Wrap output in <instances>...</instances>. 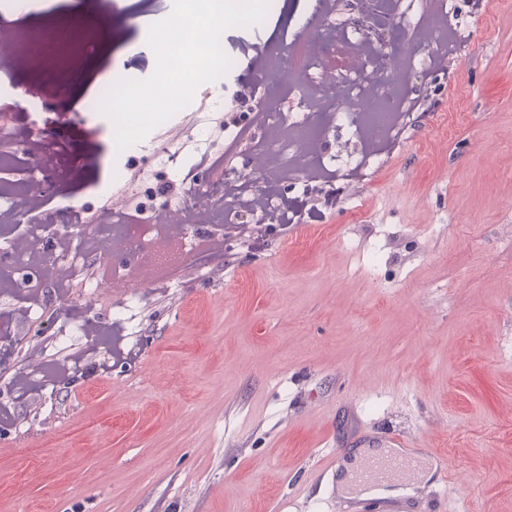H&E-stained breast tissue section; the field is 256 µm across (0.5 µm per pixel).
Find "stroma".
Returning <instances> with one entry per match:
<instances>
[{"label":"stroma","instance_id":"stroma-1","mask_svg":"<svg viewBox=\"0 0 512 512\" xmlns=\"http://www.w3.org/2000/svg\"><path fill=\"white\" fill-rule=\"evenodd\" d=\"M107 14L116 41L68 72L69 5L37 18L29 66L0 83L6 122L29 101L49 149L90 148L101 165L51 183L47 210L92 207L135 164L126 205L178 201L234 178L207 132L238 101L239 126L261 135L252 105L281 109L299 94L251 59L294 27L300 0L262 24L227 29L234 66L218 93L197 89L183 114L180 166L150 151H117L112 121H74L103 69L148 77L149 26L172 0H124ZM468 46L454 74L415 43L411 12L396 13L409 65L395 79L411 104L409 129L369 181L346 166L361 154L336 131L321 138L325 166L306 190L284 189L289 223L253 237V218L194 229L186 258L166 261L135 302L102 289L114 258L88 250L83 274L47 281L28 300L0 287V512H336L339 466L361 448L449 454L447 485L426 482L418 512H512V0H448ZM362 183L367 223L353 221L346 188ZM383 258L371 267L372 252ZM87 322L100 330L78 336Z\"/></svg>","mask_w":512,"mask_h":512}]
</instances>
